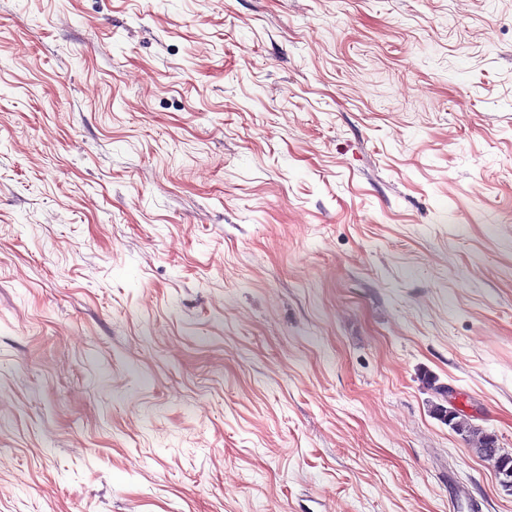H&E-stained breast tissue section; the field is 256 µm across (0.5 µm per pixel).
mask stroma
Masks as SVG:
<instances>
[{
	"label": "stroma",
	"mask_w": 512,
	"mask_h": 512,
	"mask_svg": "<svg viewBox=\"0 0 512 512\" xmlns=\"http://www.w3.org/2000/svg\"><path fill=\"white\" fill-rule=\"evenodd\" d=\"M512 0H0V512H512Z\"/></svg>",
	"instance_id": "obj_1"
}]
</instances>
